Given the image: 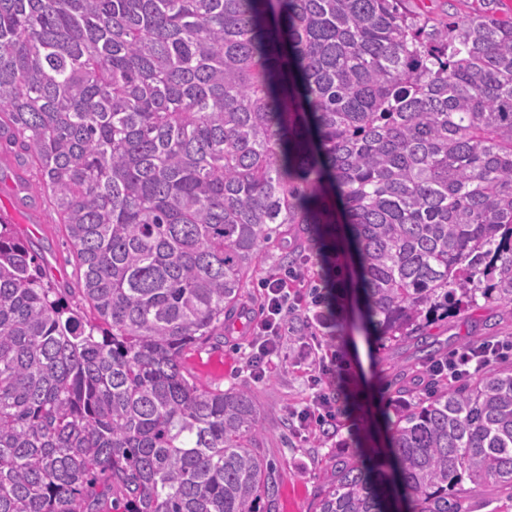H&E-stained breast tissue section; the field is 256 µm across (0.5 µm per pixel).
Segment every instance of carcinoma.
Masks as SVG:
<instances>
[{
  "instance_id": "cac0c4a2",
  "label": "carcinoma",
  "mask_w": 512,
  "mask_h": 512,
  "mask_svg": "<svg viewBox=\"0 0 512 512\" xmlns=\"http://www.w3.org/2000/svg\"><path fill=\"white\" fill-rule=\"evenodd\" d=\"M0 161L62 225L72 308L0 216V512H278L224 336L275 236L336 248L368 327L423 340L481 297L512 314V17L406 0H0ZM385 419L317 512L512 500V362Z\"/></svg>"
}]
</instances>
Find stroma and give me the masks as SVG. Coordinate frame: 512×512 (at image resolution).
<instances>
[{"label": "stroma", "instance_id": "35a3bbf8", "mask_svg": "<svg viewBox=\"0 0 512 512\" xmlns=\"http://www.w3.org/2000/svg\"><path fill=\"white\" fill-rule=\"evenodd\" d=\"M0 211L8 212L18 235L32 243L48 279L67 289L66 299L71 306H79L80 297L70 292L78 272L63 228L45 209L39 212L40 223H29L31 211L19 202L13 175L7 169L0 170ZM344 265L345 259L340 256L331 268H324L319 256L286 239L262 258L245 290L244 307L257 311L260 283L270 274L295 266L303 273L305 286L323 291L327 288V270L339 271ZM330 299L334 305L330 327H318L303 317L293 320L287 344L273 356L263 378H254L245 368L249 331L239 326L225 332L223 339L188 350L183 357L185 368L204 384L224 389L246 385L253 390L266 452L282 477L279 512H314L324 486L326 463L355 447H370L383 413L392 412L399 401L400 386L417 388L427 371L425 354L416 341L390 342L365 335L351 290L331 293ZM311 334L322 336L337 354L341 377L336 386L344 413L337 418L334 433L303 438L296 434L289 413L301 408L312 393L311 371L299 359L296 348L297 338ZM427 335L433 349L447 353L471 336L511 338L512 316L482 303L465 305L432 323ZM360 345L368 350L369 366L351 357Z\"/></svg>", "mask_w": 512, "mask_h": 512}]
</instances>
